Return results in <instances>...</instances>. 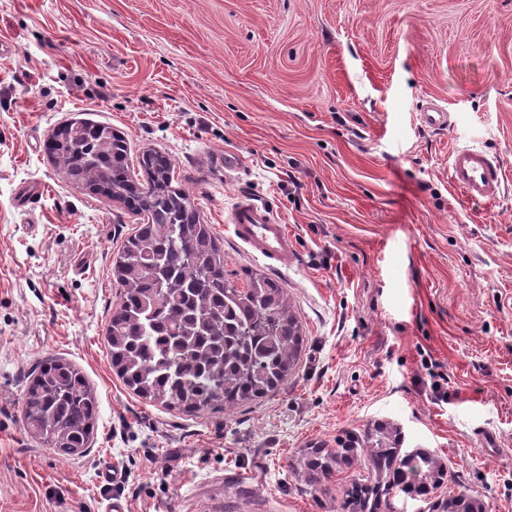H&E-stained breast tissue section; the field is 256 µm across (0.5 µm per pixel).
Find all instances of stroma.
I'll list each match as a JSON object with an SVG mask.
<instances>
[{
	"label": "stroma",
	"mask_w": 512,
	"mask_h": 512,
	"mask_svg": "<svg viewBox=\"0 0 512 512\" xmlns=\"http://www.w3.org/2000/svg\"><path fill=\"white\" fill-rule=\"evenodd\" d=\"M2 34L0 512H104L115 497L129 512H342L363 465L316 480L303 453L380 439L444 473L383 512L459 494L512 512V0H0ZM428 100L448 129L422 125ZM74 117L119 131L130 158L168 155L238 281L269 270L227 228L236 198L274 207L301 262L273 274L304 336L279 392L185 415L113 374L112 260L137 219L50 159ZM459 146L503 158L497 201L451 185ZM54 356L99 401L82 457L23 426L28 378ZM106 461L120 483L101 480ZM422 356V367L427 371V375L430 379V388L432 392L435 394V398L440 401H445L448 399V376L441 369L442 366L440 363L433 361L427 353L425 356V352L421 354ZM444 385H446V390H444Z\"/></svg>",
	"instance_id": "1"
}]
</instances>
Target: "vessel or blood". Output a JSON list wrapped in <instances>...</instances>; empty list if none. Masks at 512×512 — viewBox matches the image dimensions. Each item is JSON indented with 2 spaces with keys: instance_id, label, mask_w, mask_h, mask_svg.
<instances>
[{
  "instance_id": "obj_1",
  "label": "vessel or blood",
  "mask_w": 512,
  "mask_h": 512,
  "mask_svg": "<svg viewBox=\"0 0 512 512\" xmlns=\"http://www.w3.org/2000/svg\"><path fill=\"white\" fill-rule=\"evenodd\" d=\"M422 122L434 129L451 124L450 113L429 100L420 109ZM449 180L468 200L490 203L503 192V161L499 156L468 146L455 149L449 165ZM230 230L243 248L274 269L298 265V253L288 243V231L273 207L241 196L231 211Z\"/></svg>"
}]
</instances>
